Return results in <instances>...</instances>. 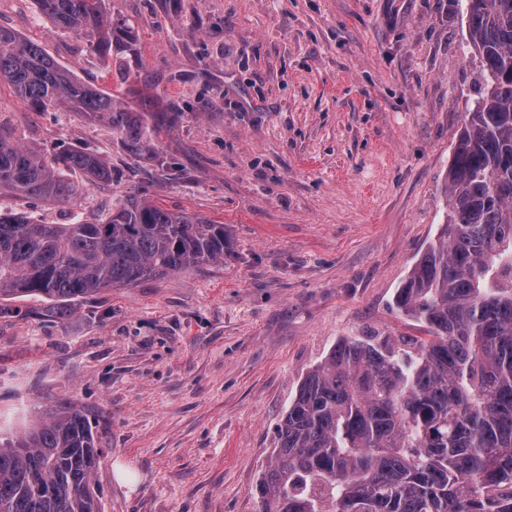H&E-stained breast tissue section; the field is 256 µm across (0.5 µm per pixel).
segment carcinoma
<instances>
[{
    "label": "carcinoma",
    "instance_id": "obj_1",
    "mask_svg": "<svg viewBox=\"0 0 512 512\" xmlns=\"http://www.w3.org/2000/svg\"><path fill=\"white\" fill-rule=\"evenodd\" d=\"M91 34L109 66L122 30L109 0H36ZM482 86L448 170V212L394 301L424 327L411 342L347 338L302 381L253 495L259 512H512V0H462ZM42 46L0 26V83L35 111L65 108L154 152L149 112L122 105ZM112 169L67 143L46 155L0 131V193L67 202ZM224 261V225L130 193L101 224L0 212V300L37 296L58 314L104 291ZM95 417L59 401L0 436V512H101Z\"/></svg>",
    "mask_w": 512,
    "mask_h": 512
}]
</instances>
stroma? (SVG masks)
<instances>
[{
	"instance_id": "35a3bbf8",
	"label": "stroma",
	"mask_w": 512,
	"mask_h": 512,
	"mask_svg": "<svg viewBox=\"0 0 512 512\" xmlns=\"http://www.w3.org/2000/svg\"><path fill=\"white\" fill-rule=\"evenodd\" d=\"M132 51L115 62L138 112L178 103L133 157L81 113L36 112L0 87V130L51 153L85 147L68 202L0 210L95 224L126 194L224 227V259L103 293L66 317L18 300L0 317V432L67 399L100 420L102 512H258L252 489L306 374L349 336L418 334L394 303L435 239L480 66L459 0H112ZM0 25L104 91L88 37L35 0ZM126 479H118V471Z\"/></svg>"
}]
</instances>
